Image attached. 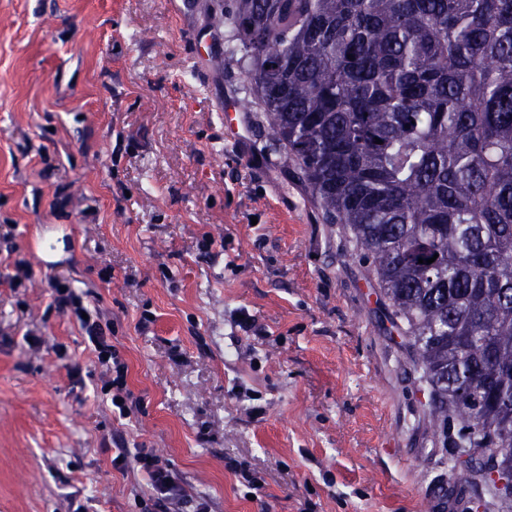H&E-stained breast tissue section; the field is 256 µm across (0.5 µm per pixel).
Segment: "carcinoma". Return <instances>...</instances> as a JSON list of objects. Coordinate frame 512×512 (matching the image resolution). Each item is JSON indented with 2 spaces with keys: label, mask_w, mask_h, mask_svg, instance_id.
Here are the masks:
<instances>
[{
  "label": "carcinoma",
  "mask_w": 512,
  "mask_h": 512,
  "mask_svg": "<svg viewBox=\"0 0 512 512\" xmlns=\"http://www.w3.org/2000/svg\"><path fill=\"white\" fill-rule=\"evenodd\" d=\"M224 19L268 141L406 325L434 431L456 418L511 470L512 0H232Z\"/></svg>",
  "instance_id": "carcinoma-1"
}]
</instances>
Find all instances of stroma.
I'll use <instances>...</instances> for the list:
<instances>
[{
	"instance_id": "stroma-1",
	"label": "stroma",
	"mask_w": 512,
	"mask_h": 512,
	"mask_svg": "<svg viewBox=\"0 0 512 512\" xmlns=\"http://www.w3.org/2000/svg\"><path fill=\"white\" fill-rule=\"evenodd\" d=\"M188 2L0 0V225L32 269L16 290L0 259V512H74V494L141 512L117 438L170 465L181 512L200 496L214 512H512L480 468L452 470L460 423L434 433L431 386L350 234L268 150L224 0ZM55 240L64 258L42 261ZM54 276L96 295L136 418L97 392L83 331L49 307Z\"/></svg>"
}]
</instances>
